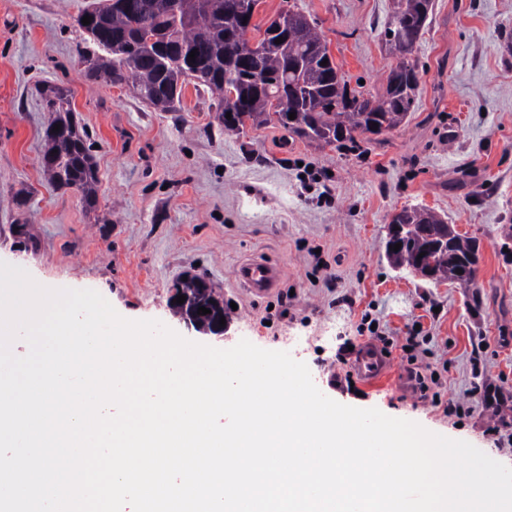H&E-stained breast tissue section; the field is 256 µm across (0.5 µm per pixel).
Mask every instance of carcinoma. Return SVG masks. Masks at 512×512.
Returning a JSON list of instances; mask_svg holds the SVG:
<instances>
[{
    "label": "carcinoma",
    "mask_w": 512,
    "mask_h": 512,
    "mask_svg": "<svg viewBox=\"0 0 512 512\" xmlns=\"http://www.w3.org/2000/svg\"><path fill=\"white\" fill-rule=\"evenodd\" d=\"M382 41L397 57L382 95L374 97L350 89L331 60L326 41L299 10L284 9L260 27L237 13L248 11L253 0H100L77 17V23L99 49L84 59L85 78L111 85H130L144 101L172 112L189 82L219 95L217 119L224 129L238 131L249 120L259 126L276 116L288 133L319 146L336 145L352 154L363 152L356 133L377 134L393 129L415 110L419 71L410 61L422 30L432 19L434 0H392ZM91 17L88 25L83 16ZM260 32L255 46L246 39L249 29ZM283 38L280 44L275 39ZM177 43L197 50L194 62L180 53L163 55L158 47ZM327 65H321L322 61ZM41 95L56 114L55 132L45 136L43 168L57 187L81 195L88 207L96 202L98 171L84 133L72 118L70 97L57 84L46 82ZM234 99L231 118L224 100ZM295 114L290 119L289 114ZM390 225L399 226L387 248L396 268L428 270L433 279L468 282L476 266L468 261L475 243L462 239L453 225L434 212L409 206L397 212ZM186 296L174 311L195 316L202 326L228 316L224 302L202 277L189 276L175 285ZM211 310L197 314L198 308Z\"/></svg>",
    "instance_id": "carcinoma-1"
}]
</instances>
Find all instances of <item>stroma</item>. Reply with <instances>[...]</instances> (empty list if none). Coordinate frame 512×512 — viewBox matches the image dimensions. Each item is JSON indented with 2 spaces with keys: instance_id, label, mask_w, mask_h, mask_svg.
Segmentation results:
<instances>
[{
  "instance_id": "stroma-1",
  "label": "stroma",
  "mask_w": 512,
  "mask_h": 512,
  "mask_svg": "<svg viewBox=\"0 0 512 512\" xmlns=\"http://www.w3.org/2000/svg\"><path fill=\"white\" fill-rule=\"evenodd\" d=\"M94 0H0V261L41 283L92 289L124 318L156 319L219 349L246 339L289 351L326 396L376 408L464 440L512 466V0H435L411 56L418 102L396 129L364 134L353 156L289 135L277 121L229 133L205 87L186 85L161 112L128 86L93 84L75 17ZM315 22L351 88L377 95L397 59L381 40L392 0H260L256 22L286 4ZM71 92L94 150L95 207L43 172L54 115L38 88ZM423 205L477 240L472 284L430 281L391 266L387 225ZM278 266L275 290L240 288V262ZM187 275L236 303L224 339L187 328L169 299ZM389 337L387 376L354 374L353 347ZM430 337L408 364L407 337ZM431 367L441 404L402 383ZM497 401L476 403L474 385Z\"/></svg>"
}]
</instances>
